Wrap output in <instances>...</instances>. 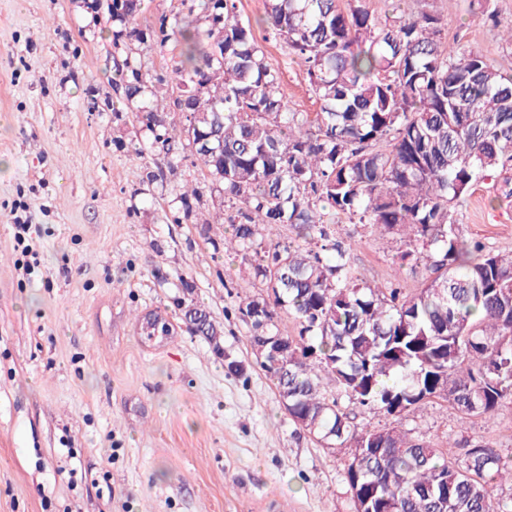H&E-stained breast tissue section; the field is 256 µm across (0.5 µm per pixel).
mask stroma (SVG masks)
Returning <instances> with one entry per match:
<instances>
[{
  "instance_id": "obj_1",
  "label": "stroma",
  "mask_w": 512,
  "mask_h": 512,
  "mask_svg": "<svg viewBox=\"0 0 512 512\" xmlns=\"http://www.w3.org/2000/svg\"><path fill=\"white\" fill-rule=\"evenodd\" d=\"M108 2L0 0V512H355L350 449L296 425L256 361L240 309L267 288L252 249L224 248L239 203L182 134L180 53L152 37L114 40ZM404 7L435 13L448 41L512 73V48L469 0ZM239 9L289 107L315 115L304 64L262 22L265 0ZM134 67L145 93L131 102ZM158 103L169 154L135 116ZM330 231L363 283L408 294L426 283L423 262L399 264L398 236L345 217ZM460 232L512 252L500 182L472 190ZM192 304L220 323L219 343L188 330ZM321 388L358 428L401 427L458 467L467 438L512 465V404L464 422L430 399L399 421L357 409L329 375Z\"/></svg>"
}]
</instances>
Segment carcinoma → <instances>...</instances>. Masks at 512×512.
Wrapping results in <instances>:
<instances>
[{"label":"carcinoma","mask_w":512,"mask_h":512,"mask_svg":"<svg viewBox=\"0 0 512 512\" xmlns=\"http://www.w3.org/2000/svg\"><path fill=\"white\" fill-rule=\"evenodd\" d=\"M238 3L201 0L199 16L162 19L149 33L180 46L193 121L224 138L219 159L198 146L195 155L206 171L224 169V195L242 204L229 223L254 250L255 276L276 283L269 320L284 308L299 323L288 370L261 368L291 418L354 449L355 512H512L492 502L489 484L512 477L494 449L469 447L460 470L398 429L360 430L321 392L315 369L324 365L358 407L399 419L430 398L463 419L512 402V254L459 230L473 186L512 170V75L442 40L427 12L382 21L360 0H267L268 28L304 63L320 103L301 117ZM136 11L137 0L108 4L115 39L143 40ZM342 215L404 238L401 260L429 262L424 287L405 296L359 283L327 232ZM258 224L314 234L315 248L263 247ZM185 324L209 340L217 333L204 311Z\"/></svg>","instance_id":"carcinoma-1"}]
</instances>
